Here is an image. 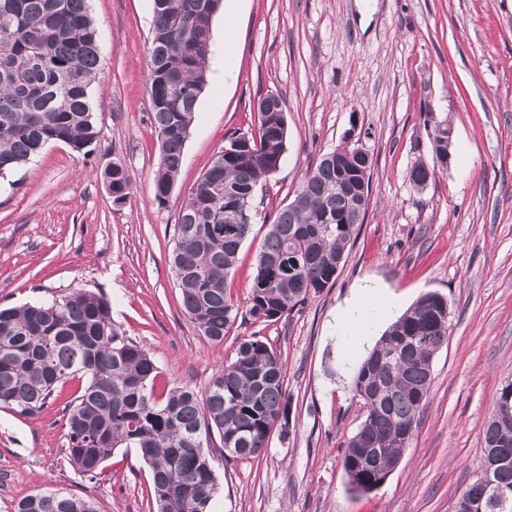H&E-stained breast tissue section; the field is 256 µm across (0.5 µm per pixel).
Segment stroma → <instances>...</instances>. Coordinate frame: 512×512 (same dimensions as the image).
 Masks as SVG:
<instances>
[{"label":"stroma","mask_w":512,"mask_h":512,"mask_svg":"<svg viewBox=\"0 0 512 512\" xmlns=\"http://www.w3.org/2000/svg\"><path fill=\"white\" fill-rule=\"evenodd\" d=\"M89 5L100 136L89 156L54 143L0 178V307L76 289L103 296L113 322L155 360L160 383L199 392L241 339L277 351L288 429H273L255 460L225 463L213 441L212 512H453L499 383L512 374V0H378L365 27L356 0H224L183 168L162 204L148 93L152 0ZM269 93L286 105L287 149L258 183V215L227 278L240 312L223 343L210 344L174 283V224L226 137L253 131V105ZM436 120L453 130L452 161L420 190L410 172L430 160ZM348 135L373 157L371 195L335 283L276 322H252L245 309L270 224ZM115 164L132 179L119 203L104 180ZM427 292L445 298L449 324L429 402L383 484L351 492L343 455L363 419L352 380L367 351L340 342L339 320L356 302L388 304L377 338ZM83 385L69 379L35 417L0 408V512L45 488L92 500L98 512H154L150 471L134 449H115L94 479L71 465L64 409Z\"/></svg>","instance_id":"stroma-1"}]
</instances>
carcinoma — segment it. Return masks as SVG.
I'll return each mask as SVG.
<instances>
[{"mask_svg":"<svg viewBox=\"0 0 512 512\" xmlns=\"http://www.w3.org/2000/svg\"><path fill=\"white\" fill-rule=\"evenodd\" d=\"M221 0H153L149 100L159 159L154 199L169 197L180 176L195 107L207 84L211 26ZM100 69L98 32L87 0H0V178L52 143L88 156L100 129L90 86ZM254 132L227 137L220 157L190 187L174 228L171 266L182 307L203 340L219 344L238 307L226 280L256 219L255 189L287 148L284 112H260ZM437 151L411 171L418 186L436 172ZM357 156L321 157L264 238L248 298L255 323L279 320L332 286L344 250L361 225L337 191L343 181L371 186ZM104 179L124 200L132 180L120 165ZM248 218L224 221L232 203ZM448 304L422 295L376 341L353 379L364 410L343 467L349 488L366 493L393 471L429 398L432 359L448 340ZM287 368L260 339L242 340L234 359L204 393L188 386L156 393L153 357L112 323L109 302L74 290L47 302L0 308V408L41 412L72 376L86 379L66 407L69 460L95 478L118 447L148 465L155 512H211L217 491L212 437L235 453L264 454L270 434L288 423ZM512 498V375L501 380L485 425L483 454L454 512H498L495 490ZM15 512H97L93 502L47 489L22 498Z\"/></svg>","mask_w":512,"mask_h":512,"instance_id":"1","label":"carcinoma"}]
</instances>
